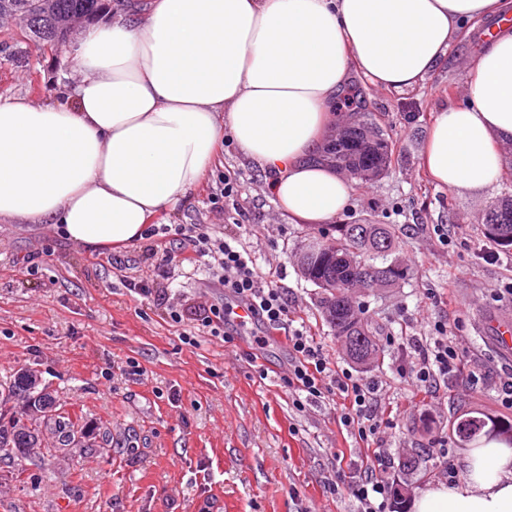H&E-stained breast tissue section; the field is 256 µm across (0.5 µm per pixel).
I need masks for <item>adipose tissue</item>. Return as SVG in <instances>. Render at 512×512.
Masks as SVG:
<instances>
[{"instance_id": "obj_1", "label": "adipose tissue", "mask_w": 512, "mask_h": 512, "mask_svg": "<svg viewBox=\"0 0 512 512\" xmlns=\"http://www.w3.org/2000/svg\"><path fill=\"white\" fill-rule=\"evenodd\" d=\"M475 19L492 33L466 67V104L436 113L423 165L438 186L484 189L512 142V0H128L85 31L65 101L0 103V219L126 247L203 181L229 134L283 211L328 222L352 192L320 160L351 75L413 87ZM464 464L412 512H512V450L473 448Z\"/></svg>"}]
</instances>
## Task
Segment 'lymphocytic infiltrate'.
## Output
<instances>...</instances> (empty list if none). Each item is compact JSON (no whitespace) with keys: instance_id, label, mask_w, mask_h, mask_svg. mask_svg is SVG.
<instances>
[{"instance_id":"lymphocytic-infiltrate-1","label":"lymphocytic infiltrate","mask_w":512,"mask_h":512,"mask_svg":"<svg viewBox=\"0 0 512 512\" xmlns=\"http://www.w3.org/2000/svg\"><path fill=\"white\" fill-rule=\"evenodd\" d=\"M170 241V248L163 251L161 265L172 263L179 249L184 252V261L191 264L209 257L213 277L237 303L249 307L254 323L267 331H284L288 341V372L283 383L293 394L296 408H303L308 399L341 400L343 425L356 430L362 441L374 439L382 425L377 412L378 384L340 369L303 330L286 328L285 292L262 285L249 250L239 240L217 235L204 224H178ZM418 354L410 375L427 390L436 388L440 378L460 358L459 348L444 323L436 325L429 343L419 345ZM348 488L357 512H385L390 483L384 458L361 467L357 480L350 482Z\"/></svg>"}]
</instances>
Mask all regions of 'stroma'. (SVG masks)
Returning a JSON list of instances; mask_svg holds the SVG:
<instances>
[{"label": "stroma", "instance_id": "stroma-1", "mask_svg": "<svg viewBox=\"0 0 512 512\" xmlns=\"http://www.w3.org/2000/svg\"><path fill=\"white\" fill-rule=\"evenodd\" d=\"M85 31L39 50L8 43L0 51V102L21 96L56 101L59 85L79 82L74 50ZM485 25L470 24L445 62L410 89L366 87V106L394 145L393 162L377 180L354 186L348 207L325 224H302L274 202L264 173L225 140L217 165L189 199L159 213L155 224H213L249 246L264 282L285 288L288 322L304 328L332 361L381 383L384 424L373 444L340 421L330 399L292 404L281 377L288 363L284 336L258 348L254 325H233L230 339L210 335L191 317L138 303L126 277H153L160 237L93 252L65 238L54 224L0 221V378L31 369L91 430L112 436L108 455L73 454L54 467H29L24 483L0 486V512H354L348 491H337L340 460L380 448L397 479L401 455L425 449V470L410 483L420 491L463 473L464 449L438 453L448 421L478 410L512 420L490 388L473 389L472 375L503 377L512 355L496 344L493 320L512 321V251L483 235L491 201L512 195L498 176L479 191L448 190L424 173L421 156L430 124L442 108L466 100L465 67ZM238 194L223 198L225 182ZM394 225L397 258L408 277L362 299L366 317L382 328L378 366L363 369L344 355L324 322L321 291L301 274L297 248L334 234L337 225ZM446 227L440 237L438 227ZM155 287L175 302L224 304V289L207 263H172ZM456 325L465 353L436 391L398 368L416 361V340L435 326ZM433 423L422 429L419 417Z\"/></svg>", "mask_w": 512, "mask_h": 512}]
</instances>
